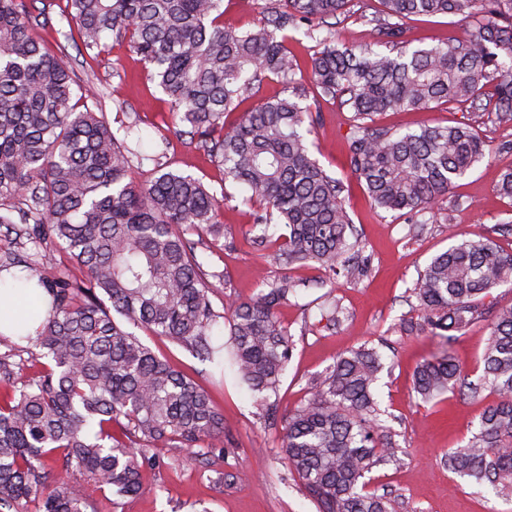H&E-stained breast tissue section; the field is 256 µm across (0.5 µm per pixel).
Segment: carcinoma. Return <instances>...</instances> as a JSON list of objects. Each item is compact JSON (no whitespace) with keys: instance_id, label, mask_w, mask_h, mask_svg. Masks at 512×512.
Segmentation results:
<instances>
[{"instance_id":"cac0c4a2","label":"carcinoma","mask_w":512,"mask_h":512,"mask_svg":"<svg viewBox=\"0 0 512 512\" xmlns=\"http://www.w3.org/2000/svg\"><path fill=\"white\" fill-rule=\"evenodd\" d=\"M349 2L246 0L259 17L245 30L224 25L223 0H66V8L85 49L104 51L108 32L130 45L190 142L217 159L224 182L251 192L253 224L284 226L274 240L283 266L314 263L351 279L364 272L350 258L361 241L343 182L313 157L310 92L349 107V168L371 203L430 212L485 158V142L467 125L401 131L375 117L463 102L512 122V0H380L382 10L367 20L375 40L340 48L332 33L318 32ZM48 8L44 0H0V224L12 223L7 203L26 205L29 239L62 246L86 283L32 266L26 280L45 289L51 308L26 356L0 335V512H97L74 473L125 498L142 489L141 471L154 462L148 451L196 448L224 433L209 394L114 314L202 361L222 366L229 351L241 382L271 410L293 350L277 310L297 282L285 272L258 297L230 303L229 340L214 342L219 315L185 232L223 235L219 203L201 180L176 170L136 177L127 151L88 105L96 95L85 94L77 109L67 63L36 37ZM439 14L476 22L462 39L402 45L405 19ZM303 23L317 42L305 68L288 50ZM267 80L280 82L281 92L239 111ZM508 284L511 251L491 239L463 241L434 256L416 280L421 317L395 325L449 341L491 317L479 382L465 381L443 353L419 364L414 392L427 403L456 389L472 399L491 390L496 399L476 432L443 460L501 496L512 495V306L490 314L484 300ZM382 368L374 347L348 352L284 419L285 458L319 512H392L391 499L365 483L374 467L399 460L378 423Z\"/></svg>"}]
</instances>
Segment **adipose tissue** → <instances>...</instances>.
Segmentation results:
<instances>
[{"label": "adipose tissue", "mask_w": 512, "mask_h": 512, "mask_svg": "<svg viewBox=\"0 0 512 512\" xmlns=\"http://www.w3.org/2000/svg\"><path fill=\"white\" fill-rule=\"evenodd\" d=\"M50 309L43 289L23 281H0V334L36 333Z\"/></svg>", "instance_id": "adipose-tissue-1"}]
</instances>
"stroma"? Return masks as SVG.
<instances>
[{
	"instance_id": "1",
	"label": "stroma",
	"mask_w": 512,
	"mask_h": 512,
	"mask_svg": "<svg viewBox=\"0 0 512 512\" xmlns=\"http://www.w3.org/2000/svg\"><path fill=\"white\" fill-rule=\"evenodd\" d=\"M50 3V21L37 29V36L48 49L65 47L77 87L96 91L100 112L130 150L141 176L150 177L160 168L177 170L201 179L217 198L223 237L192 240L209 276L215 309L223 310L229 297H256L265 288L264 277H277L283 265L275 257V245L256 244L260 230L252 222L250 206L242 202L244 188L225 183L216 163L190 144L181 124L172 119L166 96L148 79L127 43L109 42L97 55L86 52L64 0ZM379 8V0H352L349 13L338 16L332 29L336 41L347 47L372 41V28L363 19ZM464 35L458 17H416L407 22L403 39L417 47ZM310 105L319 116L311 135L314 155L348 188L347 210L362 241L359 256L368 272L350 280L313 266L292 269L298 286L278 317L292 335L294 349L281 378L277 413L282 416L302 405L339 356L363 345L380 348L385 363L375 387L380 421L402 454L399 462L367 474L368 490L388 493L394 512H512V498L470 485L441 463L449 449L467 443L493 394L486 390L480 400L471 401L448 392L425 403L413 389L416 367L443 350L470 381H479V359L489 335L486 322L473 324L447 344L436 336L390 330L399 319L417 317L411 290L435 255L458 242L485 238L512 250V236L497 231L498 225L512 222V200L497 192L501 170L512 165V123L492 121L487 113L456 102L378 116V125L402 130L465 123L492 150L491 157L458 180L448 200L419 224L406 214L373 208L364 185L351 175L348 109L321 98L311 99ZM11 217V223L0 224V258L16 257L15 269L24 273L30 262L46 254L54 273L82 279L64 249L19 237L21 211ZM335 304L347 317L333 326L322 321L321 312ZM144 341L210 394L224 415V439L215 442L203 461L191 448L163 449L156 464L142 472V492L132 497H112L94 480L83 479L98 512H317L287 464L280 424L268 419L232 366L218 368L156 336H145Z\"/></svg>"
}]
</instances>
